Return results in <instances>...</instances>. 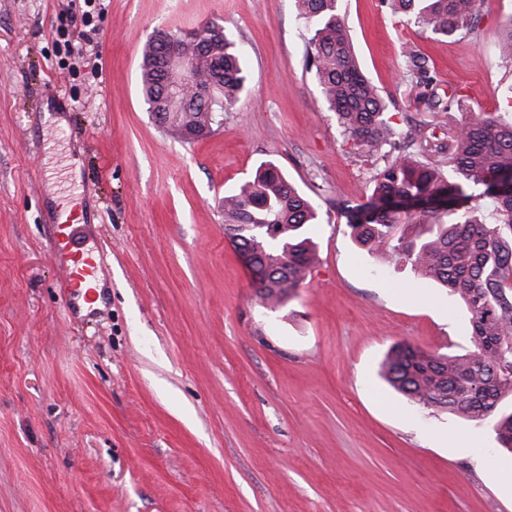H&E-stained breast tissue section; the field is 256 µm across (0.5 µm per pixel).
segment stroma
<instances>
[{
    "label": "stroma",
    "instance_id": "obj_1",
    "mask_svg": "<svg viewBox=\"0 0 512 512\" xmlns=\"http://www.w3.org/2000/svg\"><path fill=\"white\" fill-rule=\"evenodd\" d=\"M101 2L86 26L85 0H0V512H512L490 424L379 374L398 343L470 350L469 314L350 237L337 205L365 201L372 165L306 68L296 0ZM341 15L387 118L423 128L413 149L444 173L457 121L512 118L496 51L512 0L452 39L389 0ZM208 23L246 49L247 80L187 143L147 110L141 47ZM264 162L318 208L319 261L274 307L222 208ZM62 205L83 224H59ZM64 234L100 264L93 310L60 288Z\"/></svg>",
    "mask_w": 512,
    "mask_h": 512
}]
</instances>
